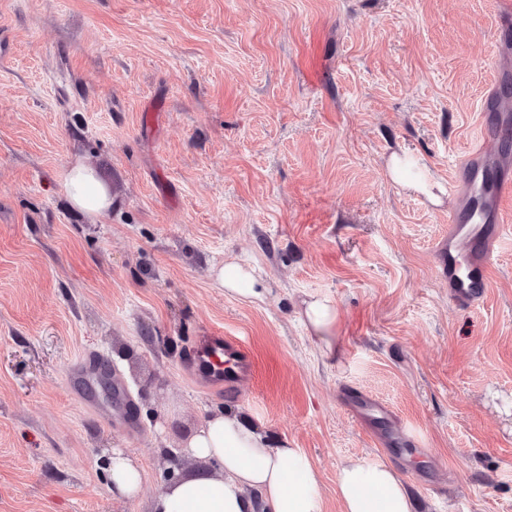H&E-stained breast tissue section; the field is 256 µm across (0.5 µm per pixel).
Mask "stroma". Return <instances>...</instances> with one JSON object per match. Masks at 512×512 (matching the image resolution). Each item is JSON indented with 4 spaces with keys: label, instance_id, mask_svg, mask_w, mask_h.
<instances>
[{
    "label": "stroma",
    "instance_id": "1",
    "mask_svg": "<svg viewBox=\"0 0 512 512\" xmlns=\"http://www.w3.org/2000/svg\"><path fill=\"white\" fill-rule=\"evenodd\" d=\"M502 0H0V512H149L165 452L226 398L183 372L196 336L246 340L236 402L300 448L322 512L340 464L392 462L342 408L388 403L422 453L394 462L416 512H512V203L486 300L459 309L435 249L455 202L394 184L392 152L441 182L479 138ZM113 205L70 207L75 162ZM231 259L260 301L225 294ZM340 308L339 359L302 302ZM105 358L139 433L76 393ZM142 469L113 497L107 460ZM216 280L224 286L226 293L241 297L245 300H261L266 288L255 270L239 260H229L224 263L216 274Z\"/></svg>",
    "mask_w": 512,
    "mask_h": 512
}]
</instances>
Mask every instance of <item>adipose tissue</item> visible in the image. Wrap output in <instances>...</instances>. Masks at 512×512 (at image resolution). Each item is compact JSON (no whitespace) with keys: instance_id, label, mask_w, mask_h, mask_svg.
I'll use <instances>...</instances> for the list:
<instances>
[{"instance_id":"ef3b65f1","label":"adipose tissue","mask_w":512,"mask_h":512,"mask_svg":"<svg viewBox=\"0 0 512 512\" xmlns=\"http://www.w3.org/2000/svg\"><path fill=\"white\" fill-rule=\"evenodd\" d=\"M388 170L396 184L439 203L444 188L418 154H393ZM66 187L71 205L90 217L104 216L112 208L110 184L91 167L71 166ZM216 280L226 293L246 300L265 294L255 270L238 260L225 262ZM302 316L310 333L322 341L325 356H337L336 303L311 298L304 301ZM185 451L209 461V468L168 484L153 500L152 512H322L317 473L307 456L289 442L273 443L242 410L210 414ZM336 493L342 512H412V493L397 470L364 456L342 462Z\"/></svg>"}]
</instances>
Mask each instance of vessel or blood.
Masks as SVG:
<instances>
[{"mask_svg":"<svg viewBox=\"0 0 512 512\" xmlns=\"http://www.w3.org/2000/svg\"><path fill=\"white\" fill-rule=\"evenodd\" d=\"M498 56L494 63L495 86L512 84V29L499 27L496 32ZM456 205L448 217V238L438 249L437 268L448 282V297L455 304L480 306L489 288L492 256L506 234L502 222L503 206L512 199V155L504 151L486 153L482 147L470 149L458 165L457 174L448 185ZM184 365L197 382L228 396L238 395L241 385L254 378L257 361L253 350L241 339L207 330L198 336ZM113 409H102L103 417L118 416L127 429H135L123 401L124 388L113 380ZM343 407L357 422L364 424L380 445L410 448L411 443L396 421L395 411L374 396L357 390L344 394Z\"/></svg>","mask_w":512,"mask_h":512,"instance_id":"1","label":"vessel or blood"}]
</instances>
